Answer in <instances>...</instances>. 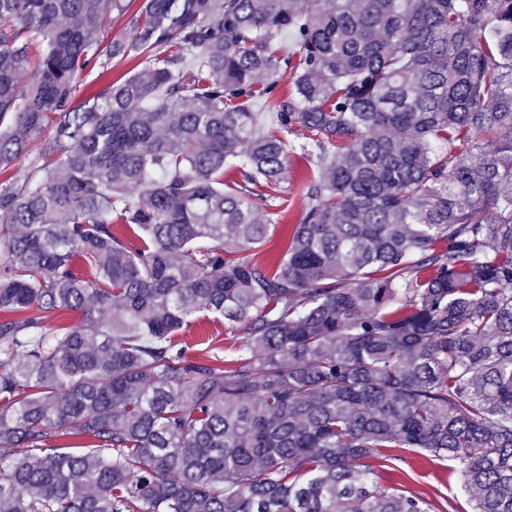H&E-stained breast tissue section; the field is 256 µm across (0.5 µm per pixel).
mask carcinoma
Instances as JSON below:
<instances>
[{
    "instance_id": "1",
    "label": "carcinoma",
    "mask_w": 512,
    "mask_h": 512,
    "mask_svg": "<svg viewBox=\"0 0 512 512\" xmlns=\"http://www.w3.org/2000/svg\"><path fill=\"white\" fill-rule=\"evenodd\" d=\"M131 2L0 0V512H431L387 448L512 512V0H140L101 46ZM138 63L139 59L137 57L129 56L121 61H114L112 63V70L104 76H99L98 69L86 72L82 76L80 88L75 95L74 105L82 104L89 94L103 89L110 81L127 76L130 74V71H134ZM311 171L317 174L316 168L304 159L291 157L278 187L281 190L279 192L282 197L280 210H284L283 217L271 226L268 241L251 251L255 260L267 262L272 256L285 249L287 224H294L305 208L306 199L301 191V182ZM181 339L187 342V345L193 347L192 352L197 353L198 349H202L210 345L209 350L211 353L219 354L227 359L234 356L235 347L237 342L244 336L242 331L241 335L236 338H227L224 335V321L214 319L212 316L200 317L197 321L193 322L190 329L183 332Z\"/></svg>"
}]
</instances>
